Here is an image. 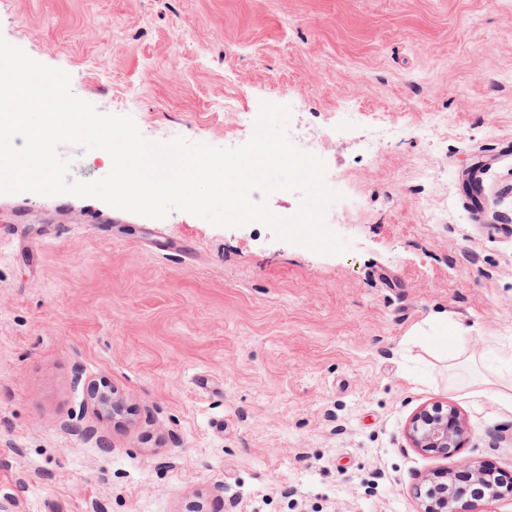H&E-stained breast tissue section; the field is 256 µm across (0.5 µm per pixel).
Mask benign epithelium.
Returning a JSON list of instances; mask_svg holds the SVG:
<instances>
[{
	"instance_id": "benign-epithelium-1",
	"label": "benign epithelium",
	"mask_w": 512,
	"mask_h": 512,
	"mask_svg": "<svg viewBox=\"0 0 512 512\" xmlns=\"http://www.w3.org/2000/svg\"><path fill=\"white\" fill-rule=\"evenodd\" d=\"M94 405L100 412L118 415L123 411V401L115 395L110 387L99 389L93 397ZM408 439L414 448L433 452L442 457H448L461 447L466 439V431L462 421L453 407L443 408L439 404L416 412L411 418L408 429ZM463 472L472 474L485 485L484 492L466 500V512H493L491 505L512 495V483L504 484L491 477L487 469L475 461L463 465ZM417 499L420 500L419 512H458L456 503L460 498L452 491L451 483L440 482L438 489H416Z\"/></svg>"
}]
</instances>
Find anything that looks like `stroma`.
<instances>
[{"label":"stroma","mask_w":512,"mask_h":512,"mask_svg":"<svg viewBox=\"0 0 512 512\" xmlns=\"http://www.w3.org/2000/svg\"><path fill=\"white\" fill-rule=\"evenodd\" d=\"M0 37L150 141L223 147L264 101L332 129L349 243L0 194V512H417L430 472L512 476V411L467 387L512 376V0H0ZM436 403L446 458L406 436ZM98 384L97 392H95L93 401L96 409L100 412L111 413L112 415H119L123 411V401L119 396H115L116 393L108 386H103V390L100 389ZM407 436L412 447L446 458L461 448L466 431L453 407L444 411L442 405L435 404L430 410L424 408L413 415Z\"/></svg>","instance_id":"35a3bbf8"}]
</instances>
